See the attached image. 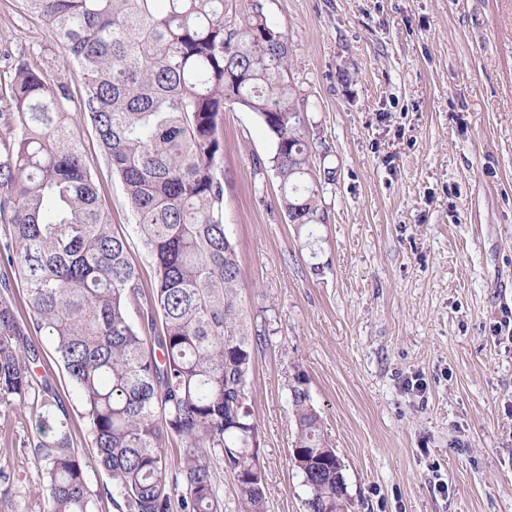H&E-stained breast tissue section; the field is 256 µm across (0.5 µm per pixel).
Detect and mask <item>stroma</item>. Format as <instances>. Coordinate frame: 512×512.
Returning <instances> with one entry per match:
<instances>
[{"mask_svg": "<svg viewBox=\"0 0 512 512\" xmlns=\"http://www.w3.org/2000/svg\"><path fill=\"white\" fill-rule=\"evenodd\" d=\"M308 102L327 222L310 256L279 207L273 141L226 106L224 225L265 339L250 404L268 512H306L289 465L288 377L304 371L343 465L347 512H512V0H264ZM25 62L81 84L20 0H0V74ZM75 131L114 225L135 218L89 123ZM0 406V470L20 512H47Z\"/></svg>", "mask_w": 512, "mask_h": 512, "instance_id": "obj_1", "label": "stroma"}]
</instances>
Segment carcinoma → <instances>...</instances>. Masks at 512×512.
<instances>
[{
    "instance_id": "obj_1",
    "label": "carcinoma",
    "mask_w": 512,
    "mask_h": 512,
    "mask_svg": "<svg viewBox=\"0 0 512 512\" xmlns=\"http://www.w3.org/2000/svg\"><path fill=\"white\" fill-rule=\"evenodd\" d=\"M22 6L73 59L79 112L123 184L154 269L148 285L128 237L111 224L64 109L65 86L15 65L0 81V405L36 416L25 447L48 512H92L89 463L109 472L120 512H223L216 459L234 478L240 512H267L248 395L261 333L239 295L240 263L224 226L219 127L227 104L260 116L284 214L305 246L317 245L336 172L312 173L307 104L283 75L287 37L262 0L242 15L226 0ZM42 334L75 390L89 460L73 440L74 406L43 372ZM288 390L307 512H336L343 468L302 370L289 375ZM174 440L182 453L173 469Z\"/></svg>"
}]
</instances>
